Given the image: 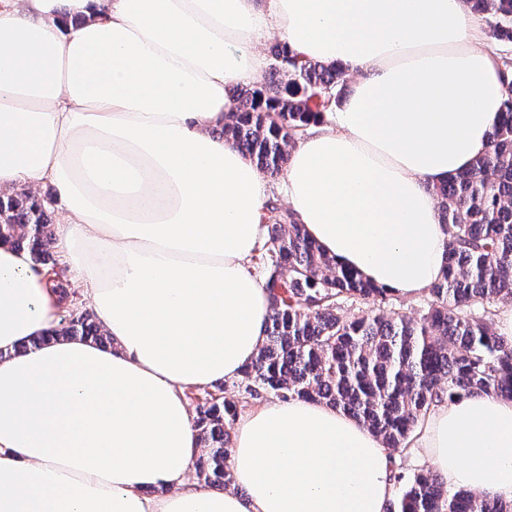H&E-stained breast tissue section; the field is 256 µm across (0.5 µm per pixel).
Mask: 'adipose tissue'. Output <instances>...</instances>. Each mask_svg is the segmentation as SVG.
I'll list each match as a JSON object with an SVG mask.
<instances>
[{"mask_svg":"<svg viewBox=\"0 0 512 512\" xmlns=\"http://www.w3.org/2000/svg\"><path fill=\"white\" fill-rule=\"evenodd\" d=\"M272 35L354 77L291 152L297 223L389 293L440 278L431 188L504 97L464 0H0V191L53 186L54 249L114 340L52 337L49 268L0 241V512H386L381 439L300 398L238 417L232 488L188 479L184 391L238 378L268 312L269 187L222 130ZM412 443L449 487L512 502V400L442 403Z\"/></svg>","mask_w":512,"mask_h":512,"instance_id":"obj_1","label":"adipose tissue"}]
</instances>
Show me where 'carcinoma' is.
I'll use <instances>...</instances> for the list:
<instances>
[{"label":"carcinoma","mask_w":512,"mask_h":512,"mask_svg":"<svg viewBox=\"0 0 512 512\" xmlns=\"http://www.w3.org/2000/svg\"><path fill=\"white\" fill-rule=\"evenodd\" d=\"M489 20V38L512 45V0H466ZM268 79L238 88L240 110L224 138L269 176L280 173L289 148L311 121L335 111L347 90L346 70L304 60L284 44L271 52ZM501 119L472 166L432 188L446 227L444 271L415 316L387 315L385 289L322 252L291 212L268 200L261 278L269 311L262 343L242 372L246 395L297 397L338 408L363 423L388 449L406 450L420 418L445 402L492 394L512 399V340L495 328V305L512 299V65L502 61ZM52 224L29 192L0 193V241L30 252L37 264L55 263L47 244ZM346 304L366 306L353 317ZM57 336L103 342L86 313L71 317ZM216 392L196 407L195 426L208 452L194 462L201 485L233 482L227 465L232 438L224 428L237 405ZM399 484L387 512H512L488 494L449 491L434 471Z\"/></svg>","instance_id":"obj_1"}]
</instances>
